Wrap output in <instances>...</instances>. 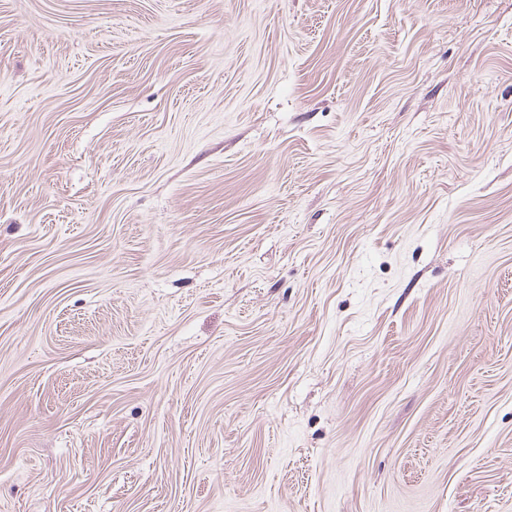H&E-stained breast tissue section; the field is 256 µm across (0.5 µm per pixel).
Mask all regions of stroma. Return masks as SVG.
<instances>
[{
    "instance_id": "1",
    "label": "stroma",
    "mask_w": 512,
    "mask_h": 512,
    "mask_svg": "<svg viewBox=\"0 0 512 512\" xmlns=\"http://www.w3.org/2000/svg\"><path fill=\"white\" fill-rule=\"evenodd\" d=\"M0 512H512V0H0Z\"/></svg>"
}]
</instances>
